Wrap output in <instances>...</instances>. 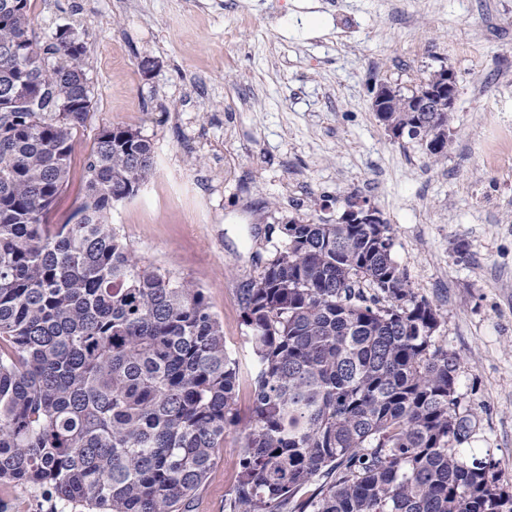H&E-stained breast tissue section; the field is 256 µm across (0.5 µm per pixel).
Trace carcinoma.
I'll return each mask as SVG.
<instances>
[{"label":"carcinoma","mask_w":512,"mask_h":512,"mask_svg":"<svg viewBox=\"0 0 512 512\" xmlns=\"http://www.w3.org/2000/svg\"><path fill=\"white\" fill-rule=\"evenodd\" d=\"M31 0H0V481L53 512H186L239 423V363L203 289L139 266L112 206L154 168L151 142L101 129L75 222L48 223L90 112L86 47L41 48ZM393 124L437 162L449 139ZM241 289L254 399L230 512H512L495 463L462 455L460 357L388 250V224L269 227Z\"/></svg>","instance_id":"1"}]
</instances>
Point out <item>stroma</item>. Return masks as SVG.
I'll return each instance as SVG.
<instances>
[{
  "mask_svg": "<svg viewBox=\"0 0 512 512\" xmlns=\"http://www.w3.org/2000/svg\"><path fill=\"white\" fill-rule=\"evenodd\" d=\"M30 33L86 47L91 110L50 214L82 200L99 131L130 126L153 145L150 178L108 215L142 267L204 290L240 364L248 416L253 358L240 290L280 244L270 226L332 224L353 195L392 229V255L442 314L459 353L457 394L512 486V0H44ZM155 67L142 72L139 62ZM459 92L439 163L394 139L370 109L372 81L407 90L441 66ZM243 438L224 437L189 512H228Z\"/></svg>",
  "mask_w": 512,
  "mask_h": 512,
  "instance_id": "35a3bbf8",
  "label": "stroma"
}]
</instances>
